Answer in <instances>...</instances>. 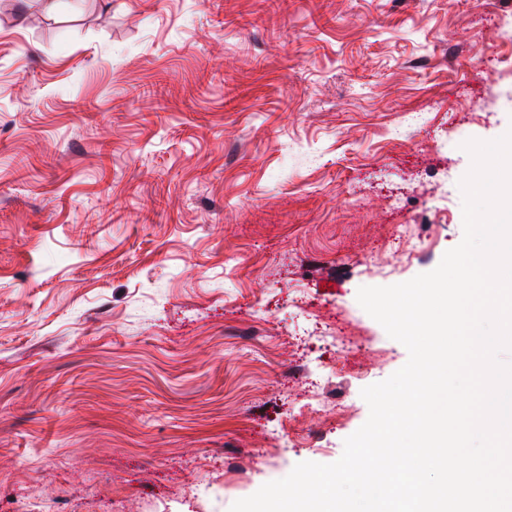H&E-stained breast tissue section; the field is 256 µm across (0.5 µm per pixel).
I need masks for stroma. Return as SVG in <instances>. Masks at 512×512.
Wrapping results in <instances>:
<instances>
[{
    "label": "stroma",
    "instance_id": "stroma-1",
    "mask_svg": "<svg viewBox=\"0 0 512 512\" xmlns=\"http://www.w3.org/2000/svg\"><path fill=\"white\" fill-rule=\"evenodd\" d=\"M0 1V512L336 462L408 360L359 288L439 265L512 130V0Z\"/></svg>",
    "mask_w": 512,
    "mask_h": 512
}]
</instances>
